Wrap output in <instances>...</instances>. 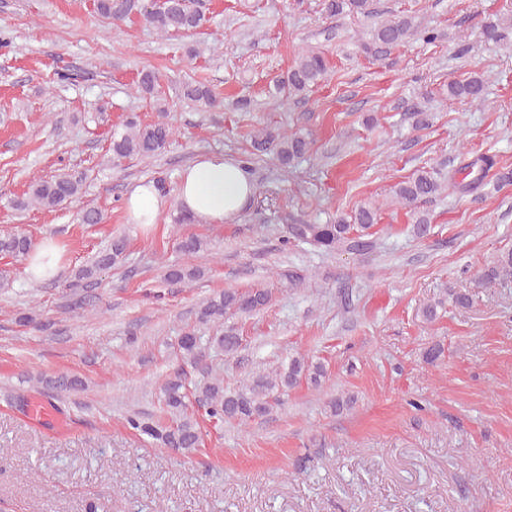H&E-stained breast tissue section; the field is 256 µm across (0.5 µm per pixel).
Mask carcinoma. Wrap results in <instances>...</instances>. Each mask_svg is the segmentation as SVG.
<instances>
[{
  "mask_svg": "<svg viewBox=\"0 0 512 512\" xmlns=\"http://www.w3.org/2000/svg\"><path fill=\"white\" fill-rule=\"evenodd\" d=\"M94 11L112 22L125 20L133 11H139L144 21L164 34L190 32L203 25L205 13L196 0H163L159 5H140L137 0H93ZM322 11L330 17L347 11L357 12L367 18L379 15L374 0H322ZM484 34L495 42L512 35V3L506 13L484 24ZM414 36L430 42L435 36L421 28L415 18L393 16L374 23L372 40L364 45L366 52L383 55ZM328 72L323 55L305 50L297 56L295 64L286 76L274 86V95L303 97L324 79ZM488 79L474 74L463 80L448 83V101L480 105L486 100ZM158 77L151 70L140 73L137 90L156 99L157 111H166L165 103L158 95ZM184 96L201 106L215 107L219 104L213 91L201 84H188ZM173 130L163 120L144 123L136 114L127 116L123 124L112 130L109 150L112 159L155 156L169 145ZM254 150L272 155L279 165L288 168L304 158L309 152L310 141L306 137L286 132L264 131L252 138ZM497 162L490 156H476L459 168L442 174L435 170L423 169L398 183L393 190L392 201L405 207H416L427 203L447 190L461 195L477 188L488 176L499 183L512 182V170L496 168ZM85 173L65 170L48 179L35 178L29 184L26 197L14 202L18 209L37 207L53 211L78 195L83 188ZM378 207L371 203L361 205L354 220L337 218L332 224H289L283 243H304L325 252L345 250L361 255L371 253L375 248L373 233ZM32 240L22 233L0 235V254L13 258L25 257L32 251ZM127 247L126 238L115 236L98 254L78 268L69 293L71 310L90 306V299L78 293L82 287L97 284L101 272L120 262ZM184 256L190 258L210 249V241L191 234L181 238L178 244ZM204 277V270L194 265H173L165 278L173 282H192ZM480 279L491 284L496 281L512 280V251L498 255L486 267ZM272 300L267 288H252L240 292L224 290L207 298L198 308L195 324L184 329L177 341V357L185 365L197 368L206 357V347L219 350L227 355L238 351L240 336L233 326L224 325V319L233 314H255L264 310ZM458 308H469L472 299L465 292L452 291L448 298L427 303L419 310L422 320L433 323L440 317L446 303ZM206 331L213 332L203 338ZM325 377L322 363L302 355H292L270 373H257L241 387L233 390L224 388V375L217 368L202 369V378L194 383L187 380V373L180 369L168 376L161 385V394L170 413L167 422L149 421L138 414L126 418L127 427L148 436L158 448H167L183 455H190L202 443V433L194 414L189 409L197 407L216 425L224 422H245L263 418L272 410V402L283 394L306 382L315 388L321 387ZM46 385L59 393H70L84 387L82 380L61 374L46 381Z\"/></svg>",
  "mask_w": 512,
  "mask_h": 512,
  "instance_id": "carcinoma-1",
  "label": "carcinoma"
}]
</instances>
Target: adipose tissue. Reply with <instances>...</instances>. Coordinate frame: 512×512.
<instances>
[{"mask_svg":"<svg viewBox=\"0 0 512 512\" xmlns=\"http://www.w3.org/2000/svg\"><path fill=\"white\" fill-rule=\"evenodd\" d=\"M253 193L254 185L242 164L220 153H207L181 171L174 198L192 220L221 224L241 213ZM168 200L155 183L134 185L125 197L129 222L150 228L166 210Z\"/></svg>","mask_w":512,"mask_h":512,"instance_id":"ef3b65f1","label":"adipose tissue"}]
</instances>
